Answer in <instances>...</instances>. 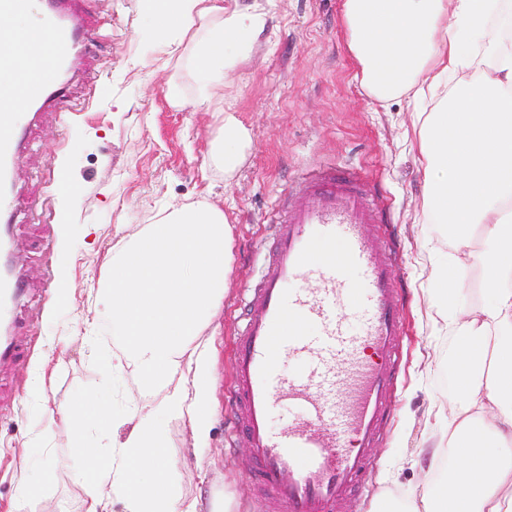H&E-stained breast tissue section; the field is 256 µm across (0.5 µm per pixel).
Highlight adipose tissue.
Returning <instances> with one entry per match:
<instances>
[{
	"mask_svg": "<svg viewBox=\"0 0 512 512\" xmlns=\"http://www.w3.org/2000/svg\"><path fill=\"white\" fill-rule=\"evenodd\" d=\"M163 44L189 42V55L208 83V101L224 95L230 46L264 28L258 12L226 11L219 0H143ZM494 0H345L349 46L362 80L378 99L439 86L448 72L471 66L462 40L481 29ZM16 71L42 68V33L30 13L0 16V58ZM424 208L447 229L451 251L435 279L438 316L459 332L453 398H440L433 464L421 469V494L407 512H512V50L498 47L479 75L434 112L417 114ZM481 230L483 250L471 238ZM230 229L218 207L174 208L133 234L103 281L112 329L123 343L105 360L133 376L131 410L91 404L64 409L69 447L82 461L75 479L84 512H201L174 480L168 448L172 420L188 419L196 440L211 429L213 365L199 342L224 298ZM482 270L485 303L461 305L458 272ZM162 391L154 404L143 395ZM113 431L107 451L93 434Z\"/></svg>",
	"mask_w": 512,
	"mask_h": 512,
	"instance_id": "obj_1",
	"label": "adipose tissue"
}]
</instances>
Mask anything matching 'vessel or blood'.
<instances>
[{
  "instance_id": "1",
  "label": "vessel or blood",
  "mask_w": 512,
  "mask_h": 512,
  "mask_svg": "<svg viewBox=\"0 0 512 512\" xmlns=\"http://www.w3.org/2000/svg\"><path fill=\"white\" fill-rule=\"evenodd\" d=\"M76 0H42L48 72L24 80L28 114L0 113V196L13 192L12 172L24 158L31 115L69 92L68 63L87 35ZM355 170L317 168L303 176L301 202L280 211L277 242L265 273L252 288L236 353L235 420L249 437L263 487L279 512H335L372 463L371 450L386 421V398L399 355L401 319L389 246H375L376 211ZM14 216L0 206V371L13 365L12 304L19 290L11 257ZM365 311L360 335L346 317ZM317 335H308L309 326ZM304 357L296 377H284L281 354ZM352 393L336 398L337 367ZM283 400L303 414L283 433L269 416Z\"/></svg>"
}]
</instances>
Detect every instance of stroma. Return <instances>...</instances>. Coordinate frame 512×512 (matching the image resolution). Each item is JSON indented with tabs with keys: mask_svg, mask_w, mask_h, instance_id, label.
<instances>
[{
	"mask_svg": "<svg viewBox=\"0 0 512 512\" xmlns=\"http://www.w3.org/2000/svg\"><path fill=\"white\" fill-rule=\"evenodd\" d=\"M254 6L265 16L258 39L238 47L242 62L228 69L224 103L174 107L168 88L201 94L184 51L169 52L152 32L140 0H86V47L76 61L72 95L31 122L25 157L9 199L13 266L23 296L13 308L23 361L0 371V512H9L20 479L39 481L47 455L68 457L46 492L64 512H82L80 467L58 431L43 430L47 411L94 397L126 407L129 377H109L97 353L119 352L111 311L99 289L110 251L164 217L170 204L201 198L222 208L230 225L228 271L210 344L215 416L208 440L196 443L188 420L169 425L170 455L183 496L202 498L212 512H272L257 481L247 437L233 433L229 400L235 381L236 338L250 288L274 248L271 220L281 199L308 170L329 165L367 175L369 200L382 212L373 237L395 251L402 325L400 366L387 402L386 426L373 464L339 512H376L378 500L414 498L419 470L414 451L427 433L421 423L444 391L454 331L434 317V276L447 262L443 228L423 208L425 178L418 161L416 112H430L474 75L460 70L426 99L381 101L362 82L342 23L344 0H223ZM82 116L67 120L73 105ZM232 109L248 139L232 173L211 160ZM63 168L73 192L57 191L49 167ZM68 295H61L62 285ZM94 343H82L84 320ZM55 364L45 396L32 389L41 362Z\"/></svg>",
	"mask_w": 512,
	"mask_h": 512,
	"instance_id": "1",
	"label": "stroma"
}]
</instances>
